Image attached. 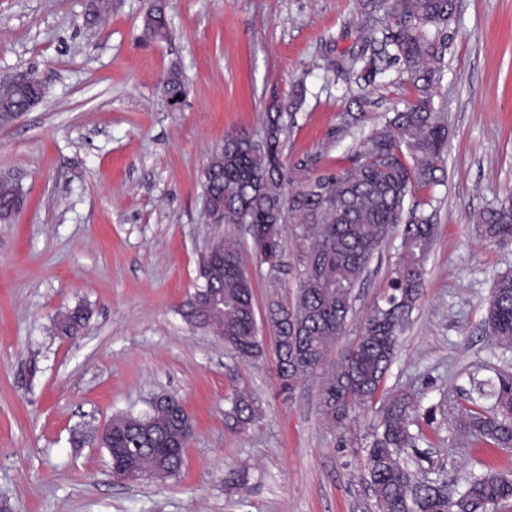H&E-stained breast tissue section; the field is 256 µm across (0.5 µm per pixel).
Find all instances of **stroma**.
Listing matches in <instances>:
<instances>
[{
    "instance_id": "35a3bbf8",
    "label": "stroma",
    "mask_w": 512,
    "mask_h": 512,
    "mask_svg": "<svg viewBox=\"0 0 512 512\" xmlns=\"http://www.w3.org/2000/svg\"><path fill=\"white\" fill-rule=\"evenodd\" d=\"M0 0V73L37 69L43 100L0 127V174L24 208L0 223V504L8 512H374L364 468L374 414L344 427L320 410L321 379L281 392L274 354L240 362L192 328L181 310L217 239L235 238L252 279L259 334L270 303L291 301L297 269L269 273L243 224H214L203 208L205 167L224 136L264 134L284 115L283 159L314 171L347 167L372 129L412 102L399 66L357 86L331 72L328 51L366 36L359 0H167L168 36L138 44L148 0ZM448 69L434 96L448 122L439 185L418 189L437 209L425 290L384 383L414 393L412 430L430 460L422 473L461 485L482 464L512 473V450L462 448L454 414L471 379L512 373V350L493 345L486 303L512 270V243L475 233L479 210L512 195V0H456ZM178 68L189 88L170 108L161 82ZM363 112L344 140L342 114ZM397 259L384 245L355 291V316L333 348L339 363L380 302ZM89 312L84 335L55 327ZM262 418L236 426L233 388ZM177 396L195 432L180 473L115 482L93 432L113 415Z\"/></svg>"
}]
</instances>
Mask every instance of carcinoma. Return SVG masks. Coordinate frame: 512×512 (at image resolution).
Masks as SVG:
<instances>
[{
    "instance_id": "obj_1",
    "label": "carcinoma",
    "mask_w": 512,
    "mask_h": 512,
    "mask_svg": "<svg viewBox=\"0 0 512 512\" xmlns=\"http://www.w3.org/2000/svg\"><path fill=\"white\" fill-rule=\"evenodd\" d=\"M361 8L371 23L361 49L329 60V67L371 83L390 63H397L415 89V101L373 130L350 166L331 174L314 173L309 161L286 171L279 105L267 114L263 147H254L242 133L225 136L223 148L210 156L211 175L204 191L214 207L224 209V223L253 226L255 254L269 267L284 259L285 214L300 219L295 225L301 241L295 301L289 306L275 303L267 314L284 391L313 374L318 362L346 335L355 288L376 251L399 231L398 259L388 290L366 315L360 335L336 372L324 382V418L341 427L355 408L377 406L378 425L371 433L366 461L377 512H512V475L491 467L461 488L419 478L406 462L410 456L427 459L410 429L418 399L413 393L382 389L399 335L422 295L436 232L432 202L417 198L415 188L440 182L437 172L443 168L448 125L443 113L435 111L433 98L443 79L456 0H362ZM166 36V11L161 7L154 21L143 26L141 40ZM2 88L9 98L0 101V126L17 120L44 95L42 81L33 72L23 85L14 83L10 75L1 77ZM162 89L170 99L187 94L175 69L167 73ZM299 175L300 187L284 195V182L292 183ZM23 204L18 183L0 180V222H8ZM476 232L486 241H512V199L480 210ZM205 276L208 295L220 299V307L211 314L198 312L189 300L186 321L224 337V346L244 362L262 357L265 350L257 330L252 281L235 241L216 246L206 262ZM87 322L88 314L81 307L58 316V327L67 336L78 334ZM485 326L497 345L512 348V271L495 282ZM487 394L494 399L488 411L478 404ZM228 401L229 415L237 423L246 426L261 418L252 394L238 390ZM466 401L456 418L457 438L469 446L511 449L512 374L499 375L488 393L483 382L473 384ZM184 416L175 399L152 409L146 419L131 412L113 415L108 449L112 465L141 479L176 476L188 443L180 426Z\"/></svg>"
}]
</instances>
